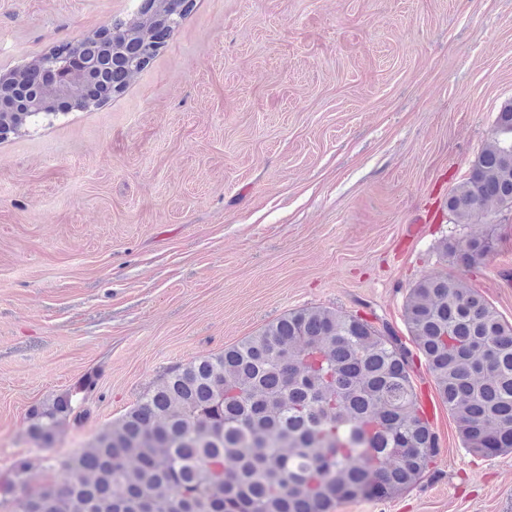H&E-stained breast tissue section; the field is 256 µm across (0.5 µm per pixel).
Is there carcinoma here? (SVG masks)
Masks as SVG:
<instances>
[{"label":"carcinoma","instance_id":"cac0c4a2","mask_svg":"<svg viewBox=\"0 0 512 512\" xmlns=\"http://www.w3.org/2000/svg\"><path fill=\"white\" fill-rule=\"evenodd\" d=\"M167 0H143L118 21L112 42L82 40L97 65L91 106L122 93L176 28ZM42 89L48 112H0L8 138L69 113L41 82L36 62L0 74V98ZM495 203L512 208V103L469 176L445 200L457 224ZM482 238L444 243L471 264ZM410 336L436 391L474 455L512 452V323L470 288L435 274L418 280L404 308ZM85 378L32 410L28 435L50 446ZM439 450L420 403L410 356L368 320L311 307L290 311L224 352L168 373L88 446L59 463L58 478L28 490L21 458L0 476V504L16 512H336L342 501L393 497L415 486Z\"/></svg>","mask_w":512,"mask_h":512}]
</instances>
